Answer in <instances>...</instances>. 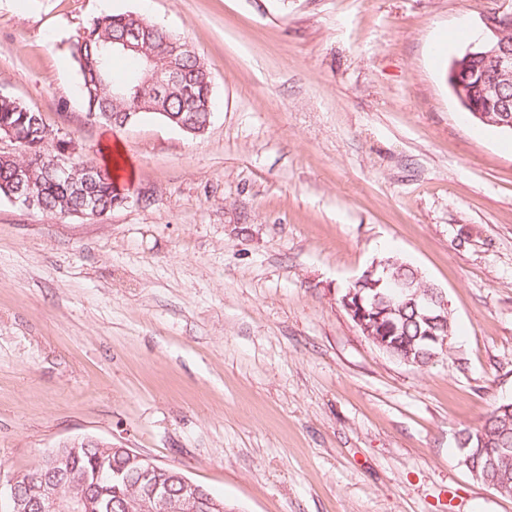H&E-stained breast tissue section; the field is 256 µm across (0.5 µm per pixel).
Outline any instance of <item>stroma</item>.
<instances>
[{"instance_id": "obj_1", "label": "stroma", "mask_w": 512, "mask_h": 512, "mask_svg": "<svg viewBox=\"0 0 512 512\" xmlns=\"http://www.w3.org/2000/svg\"><path fill=\"white\" fill-rule=\"evenodd\" d=\"M492 10L512 0H0V95L134 171L97 217L0 197V474L93 436L227 512H512L458 446L512 402V133L448 85ZM109 11L200 57L203 134L89 120L72 50ZM390 252L454 320L425 368L340 301Z\"/></svg>"}]
</instances>
